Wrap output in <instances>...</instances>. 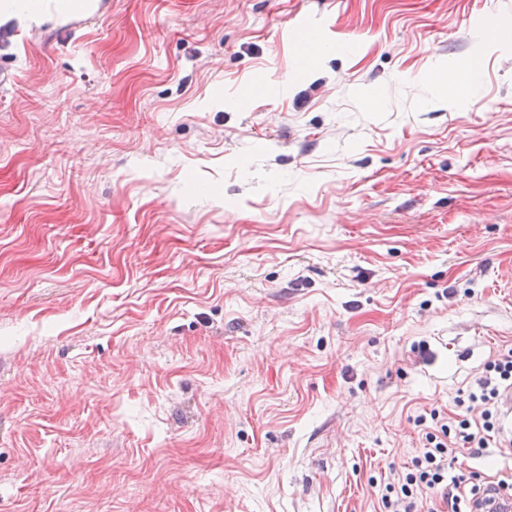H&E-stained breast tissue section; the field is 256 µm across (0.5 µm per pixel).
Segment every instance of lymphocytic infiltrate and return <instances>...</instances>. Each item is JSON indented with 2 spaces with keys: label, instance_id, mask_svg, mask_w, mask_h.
Listing matches in <instances>:
<instances>
[{
  "label": "lymphocytic infiltrate",
  "instance_id": "lymphocytic-infiltrate-1",
  "mask_svg": "<svg viewBox=\"0 0 512 512\" xmlns=\"http://www.w3.org/2000/svg\"><path fill=\"white\" fill-rule=\"evenodd\" d=\"M511 390L512 348H508L486 364L466 398L454 400L459 407L467 401L481 402L480 416L461 413L448 421L436 410L418 415L415 422L422 428L423 445L397 480L379 489L381 512H476L484 487L473 483L456 462L488 448L512 457V431L504 428L500 411L504 394Z\"/></svg>",
  "mask_w": 512,
  "mask_h": 512
}]
</instances>
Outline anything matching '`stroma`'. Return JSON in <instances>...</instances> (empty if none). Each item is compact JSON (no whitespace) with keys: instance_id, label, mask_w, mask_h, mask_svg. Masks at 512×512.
Returning a JSON list of instances; mask_svg holds the SVG:
<instances>
[{"instance_id":"stroma-1","label":"stroma","mask_w":512,"mask_h":512,"mask_svg":"<svg viewBox=\"0 0 512 512\" xmlns=\"http://www.w3.org/2000/svg\"><path fill=\"white\" fill-rule=\"evenodd\" d=\"M496 26L512 0L1 23L0 512H379L415 417L512 346ZM471 56L457 106L426 77Z\"/></svg>"}]
</instances>
